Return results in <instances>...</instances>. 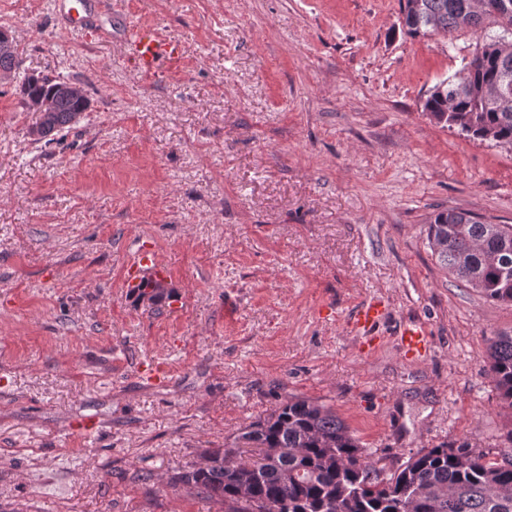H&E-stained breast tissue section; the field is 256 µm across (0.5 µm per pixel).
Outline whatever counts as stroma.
Instances as JSON below:
<instances>
[{"label": "stroma", "mask_w": 512, "mask_h": 512, "mask_svg": "<svg viewBox=\"0 0 512 512\" xmlns=\"http://www.w3.org/2000/svg\"><path fill=\"white\" fill-rule=\"evenodd\" d=\"M180 40L145 76L52 0H0L27 73L83 86L51 144L0 82V512H224L177 483L291 398L378 466L428 448L512 458L488 340L512 305L442 268L431 214L512 224V147L423 110L483 34L407 37L399 0H112ZM174 294L125 282L137 246ZM389 311L375 349L349 321ZM421 321L431 349L396 333ZM165 384L143 381L150 362Z\"/></svg>", "instance_id": "obj_1"}]
</instances>
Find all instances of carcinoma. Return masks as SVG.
Instances as JSON below:
<instances>
[{
  "label": "carcinoma",
  "instance_id": "1",
  "mask_svg": "<svg viewBox=\"0 0 512 512\" xmlns=\"http://www.w3.org/2000/svg\"><path fill=\"white\" fill-rule=\"evenodd\" d=\"M404 33L411 38L464 29L484 31L483 44L452 77L436 84L424 109L439 124L480 142L512 145V0H401ZM22 102L42 99L48 112L38 139L71 129L86 101L61 90L59 77L21 70L20 53L0 55ZM428 240L438 262L486 298L512 304V224H492L464 210L443 209L429 221ZM159 306L172 298L164 281L144 280L132 290ZM489 372L512 405V333L489 339ZM267 463L253 468L243 447ZM176 481L224 502V512H512V459L501 462L467 448H430L390 475L376 466L345 423L306 399H290L247 426L223 448Z\"/></svg>",
  "mask_w": 512,
  "mask_h": 512
}]
</instances>
